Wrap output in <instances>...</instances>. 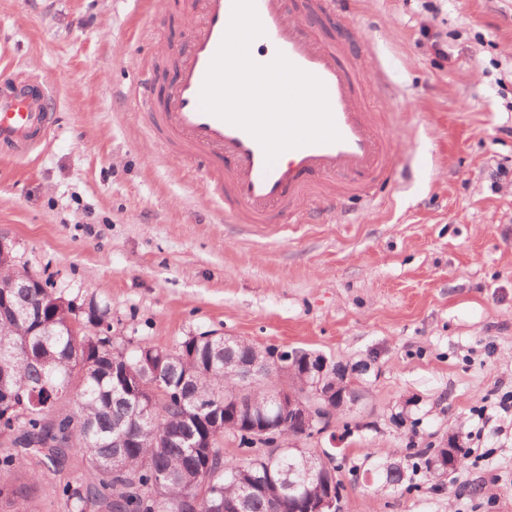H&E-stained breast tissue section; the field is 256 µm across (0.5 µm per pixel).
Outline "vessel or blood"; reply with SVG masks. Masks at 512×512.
Returning a JSON list of instances; mask_svg holds the SVG:
<instances>
[{"instance_id":"b4317fda","label":"vessel or blood","mask_w":512,"mask_h":512,"mask_svg":"<svg viewBox=\"0 0 512 512\" xmlns=\"http://www.w3.org/2000/svg\"><path fill=\"white\" fill-rule=\"evenodd\" d=\"M232 2L196 0L167 96L155 98L156 70L149 61L131 95L153 134L176 146L181 159L206 160L203 180L225 216L236 224H308L327 202L367 194L373 182L390 179L394 164L387 130L361 85L357 61L347 59L342 42L317 37L305 17L311 10L339 19V0H309L304 6L299 0H255L265 33L251 58L267 64L281 53L320 78L340 141L291 149L270 163L249 133L201 109L200 91ZM48 97L46 80L0 78L1 150L22 158L47 136L54 122Z\"/></svg>"}]
</instances>
